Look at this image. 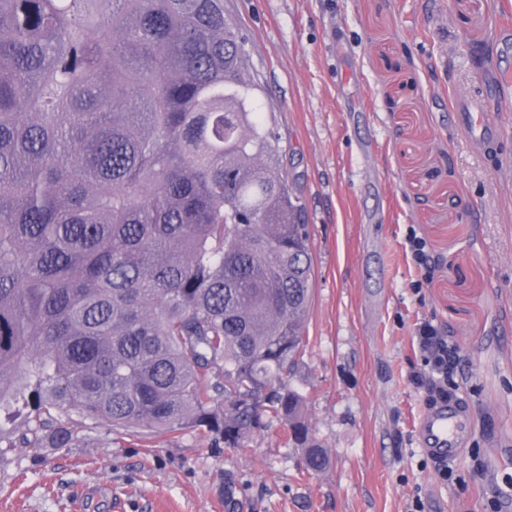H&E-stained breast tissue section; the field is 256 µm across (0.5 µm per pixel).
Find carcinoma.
I'll use <instances>...</instances> for the list:
<instances>
[{
    "label": "carcinoma",
    "mask_w": 512,
    "mask_h": 512,
    "mask_svg": "<svg viewBox=\"0 0 512 512\" xmlns=\"http://www.w3.org/2000/svg\"><path fill=\"white\" fill-rule=\"evenodd\" d=\"M224 0H0V458L270 414L329 464L286 383L312 258Z\"/></svg>",
    "instance_id": "obj_1"
}]
</instances>
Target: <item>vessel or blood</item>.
<instances>
[{
	"instance_id": "1",
	"label": "vessel or blood",
	"mask_w": 512,
	"mask_h": 512,
	"mask_svg": "<svg viewBox=\"0 0 512 512\" xmlns=\"http://www.w3.org/2000/svg\"><path fill=\"white\" fill-rule=\"evenodd\" d=\"M450 110L454 124L465 132L471 147L477 149L503 139L502 123L485 98H458ZM419 426L427 453L444 461L458 456L471 430V414L457 399L440 400L427 408Z\"/></svg>"
}]
</instances>
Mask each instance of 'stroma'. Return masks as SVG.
<instances>
[{
  "instance_id": "1",
  "label": "stroma",
  "mask_w": 512,
  "mask_h": 512,
  "mask_svg": "<svg viewBox=\"0 0 512 512\" xmlns=\"http://www.w3.org/2000/svg\"><path fill=\"white\" fill-rule=\"evenodd\" d=\"M512 0H224L309 226L312 301L288 377L329 457L310 475L285 421L246 451L193 429L119 439L71 424L70 448L0 460V512H505L512 484V88L485 89ZM485 93L506 136L479 153L451 123ZM429 247L422 275L408 236ZM459 348L448 393L473 411L436 463L415 332Z\"/></svg>"
}]
</instances>
